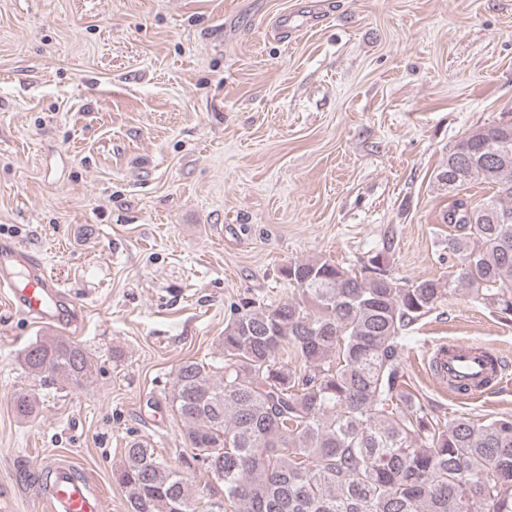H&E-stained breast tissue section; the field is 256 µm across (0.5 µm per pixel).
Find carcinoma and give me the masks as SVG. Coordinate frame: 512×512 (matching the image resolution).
Returning <instances> with one entry per match:
<instances>
[{"label":"carcinoma","instance_id":"1","mask_svg":"<svg viewBox=\"0 0 512 512\" xmlns=\"http://www.w3.org/2000/svg\"><path fill=\"white\" fill-rule=\"evenodd\" d=\"M454 197L444 221L460 268L448 281L400 282L385 252L359 274L325 258L288 264L297 293L276 305L243 299L222 337L223 360H185L171 408L221 488L205 512H512V414L440 424L403 390L405 331L460 291L512 318V121L477 128L435 175ZM498 195L470 207L461 187ZM291 349L301 366L284 361ZM24 369L43 384L79 383L92 363L79 344L36 340ZM26 419L35 402L14 393ZM118 481L129 512H197L182 474L130 441Z\"/></svg>","mask_w":512,"mask_h":512}]
</instances>
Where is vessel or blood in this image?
Listing matches in <instances>:
<instances>
[{"mask_svg":"<svg viewBox=\"0 0 512 512\" xmlns=\"http://www.w3.org/2000/svg\"><path fill=\"white\" fill-rule=\"evenodd\" d=\"M325 19L318 7L300 13L284 12L275 17L274 29L280 35L297 34ZM1 290L7 291L11 308L30 320L61 330L81 324L69 290L46 273L41 259L11 240L0 242ZM433 371L449 390L465 388L467 397L475 399L486 394L491 377H502L504 365L498 354L474 343L454 341L435 349ZM47 474L46 512H100V501L76 458L50 461Z\"/></svg>","mask_w":512,"mask_h":512,"instance_id":"1","label":"vessel or blood"}]
</instances>
